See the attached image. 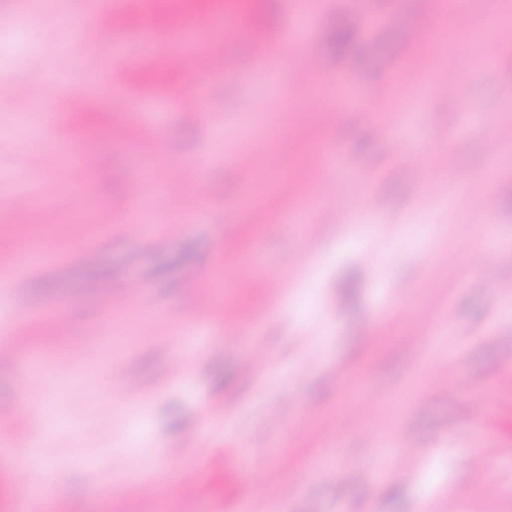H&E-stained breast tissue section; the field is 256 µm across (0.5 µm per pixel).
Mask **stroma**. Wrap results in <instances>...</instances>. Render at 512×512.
<instances>
[{
	"label": "stroma",
	"mask_w": 512,
	"mask_h": 512,
	"mask_svg": "<svg viewBox=\"0 0 512 512\" xmlns=\"http://www.w3.org/2000/svg\"><path fill=\"white\" fill-rule=\"evenodd\" d=\"M88 3L0 0V255L35 240L46 254L0 291V512H512V301L495 288L512 270V136L492 212L474 204L494 159L486 136L512 101V26L492 61L475 64L459 38L419 60L407 33L452 28L448 0H367L371 28L349 0H317L305 42L321 68L302 73L278 40L296 0H243L242 27L209 40L222 80L197 83L185 61L162 90L100 93L84 123L59 99L111 76L112 57L67 16L88 14L139 70L153 65L138 18ZM264 34L259 82L241 67ZM412 65L423 84L403 81ZM474 66L449 100L438 72ZM343 86L373 117L339 103ZM146 96L153 131L133 117ZM442 141L453 168L420 164ZM59 145L93 165L72 170L62 154L45 168ZM335 147L342 166L324 170ZM243 148L264 181L256 196L233 160ZM145 157L160 158L169 195L134 196ZM17 195L50 205L51 223L13 210ZM133 196L138 223L122 209ZM290 210L300 223L280 221ZM487 232L495 244L472 269ZM181 336L197 337L193 354ZM259 355L262 384L245 371ZM289 401L286 430H270L269 408ZM208 403L229 411L190 443ZM46 405L58 421L33 439L44 466L19 469L16 440ZM103 459L169 470L105 486ZM36 483L47 491L34 501Z\"/></svg>",
	"instance_id": "obj_1"
}]
</instances>
